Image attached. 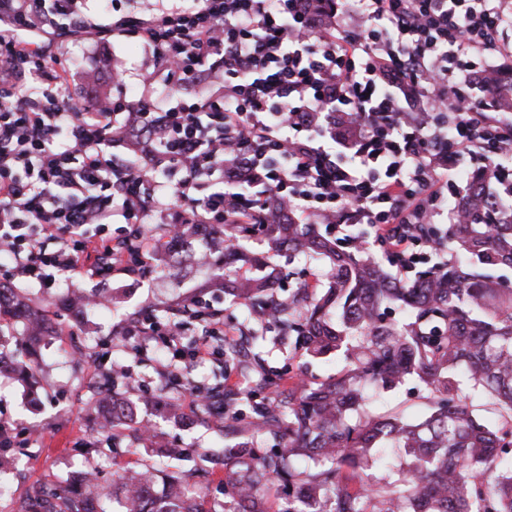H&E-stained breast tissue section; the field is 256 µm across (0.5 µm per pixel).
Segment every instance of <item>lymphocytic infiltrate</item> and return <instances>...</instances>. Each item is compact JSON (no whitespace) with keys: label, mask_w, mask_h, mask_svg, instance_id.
I'll return each instance as SVG.
<instances>
[{"label":"lymphocytic infiltrate","mask_w":512,"mask_h":512,"mask_svg":"<svg viewBox=\"0 0 512 512\" xmlns=\"http://www.w3.org/2000/svg\"><path fill=\"white\" fill-rule=\"evenodd\" d=\"M67 15V24L57 15ZM512 0H147L100 29L77 0H0V254L12 276L151 270L186 224L364 225L399 276L460 216L461 159L512 153L480 60L512 57ZM138 38L153 70L114 108L71 87L77 39ZM189 95L164 107L158 88ZM177 173L173 183L155 169ZM136 260L110 235L112 203ZM163 228L153 232L150 220Z\"/></svg>","instance_id":"lymphocytic-infiltrate-1"}]
</instances>
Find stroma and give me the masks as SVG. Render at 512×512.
I'll list each match as a JSON object with an SVG mask.
<instances>
[{
    "label": "stroma",
    "instance_id": "35a3bbf8",
    "mask_svg": "<svg viewBox=\"0 0 512 512\" xmlns=\"http://www.w3.org/2000/svg\"><path fill=\"white\" fill-rule=\"evenodd\" d=\"M68 63L78 77H95L103 68L125 70L126 81L108 84L106 90L109 96L126 100L134 99L141 75L152 69L149 50L131 37L111 40L105 46L91 41L74 43ZM273 262L283 272L275 288L283 299L325 269L324 262L288 254L274 256ZM211 275L210 268L197 267L185 252L173 246L160 272L143 278L116 274L103 285L76 275L58 280L49 296L34 284H12L8 269L0 267V285L16 287L21 301L43 311L53 328L41 347L37 390H29L11 373H0V422L12 430V442L9 447H0V457L14 463L13 492L0 497V512H16L20 498L31 486L64 487L74 471L87 465L98 472L104 512H117L119 494L112 485L117 471L144 466L153 457L145 441L133 431H120L115 438L94 431L87 411L90 389L102 385L105 372L116 365L122 371L114 374L115 384H123L127 373L136 381L131 394L134 402L156 399L163 385L173 387L184 406L183 425L170 424L153 410L139 411L138 419L184 448L179 461L182 469L205 467L209 473L202 486L205 499L216 510L223 506L224 486L235 470L225 467L220 455L203 460L204 450L222 447L224 437L207 420L197 417L189 401L191 395L204 393L219 382L224 368L223 347L238 341L245 309L231 303L223 290L209 287ZM198 295L204 298L203 308L217 313L224 333L210 336L197 326L182 333L176 340V346L184 350L182 357H172L160 337L126 333L125 323L131 315L144 311L152 319L164 320L169 316L170 303L179 300L186 304ZM262 334L260 363L233 371L230 376L241 389H255L268 367L320 382L341 366L333 358L303 356L291 343L281 341L273 322L264 324ZM77 344L90 351L89 362L75 361L73 347ZM203 344L208 346V354L192 358L193 349ZM370 406L377 412L417 418L426 411V393L410 381L396 390L373 395Z\"/></svg>",
    "mask_w": 512,
    "mask_h": 512
}]
</instances>
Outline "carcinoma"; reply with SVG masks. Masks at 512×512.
I'll list each match as a JSON object with an SVG mask.
<instances>
[{
	"label": "carcinoma",
	"mask_w": 512,
	"mask_h": 512,
	"mask_svg": "<svg viewBox=\"0 0 512 512\" xmlns=\"http://www.w3.org/2000/svg\"><path fill=\"white\" fill-rule=\"evenodd\" d=\"M495 164L469 177L456 208L470 216L448 225V248L456 260L427 270L408 283L392 280L363 251L340 249L308 224H270L268 250H288L326 260L324 281L304 284L288 300L273 292L277 268L269 256L244 249L245 228L226 224L224 260L217 269L265 267L261 277L227 282L232 301L249 309L270 308L275 322L294 335L312 358L336 356L343 367L319 383L299 377L282 386L284 374L269 369L258 391L271 397L252 404L254 417L282 444L260 454L242 441L223 448L236 477L224 488V512H268L266 495L283 490L277 512H301L300 498L319 501L321 512H512V285L472 269L512 267V190L493 194ZM397 304L404 321L385 310ZM20 311L0 301V337ZM44 335L27 334L25 356L12 365L34 388ZM409 379L428 392L426 413L408 420L398 413H372L370 388L392 391ZM480 394L501 421L484 422L471 409ZM249 395L217 384L201 405L205 419L237 408ZM139 424L135 403L108 392L102 427ZM393 474L371 481L367 470ZM122 512H205L201 492L186 471L160 466L119 476ZM82 483H70L50 501L35 489L19 512H94L84 507Z\"/></svg>",
	"instance_id": "cac0c4a2"
}]
</instances>
